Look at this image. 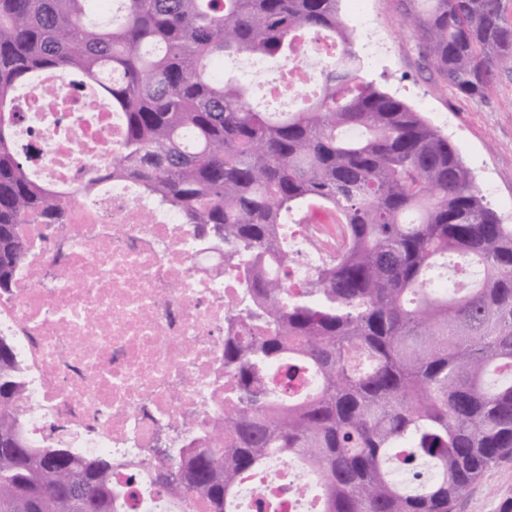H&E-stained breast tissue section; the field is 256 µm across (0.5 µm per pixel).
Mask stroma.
I'll list each match as a JSON object with an SVG mask.
<instances>
[{
  "label": "stroma",
  "mask_w": 512,
  "mask_h": 512,
  "mask_svg": "<svg viewBox=\"0 0 512 512\" xmlns=\"http://www.w3.org/2000/svg\"><path fill=\"white\" fill-rule=\"evenodd\" d=\"M374 21L386 35L387 53L367 72L384 91L422 112L450 141L471 171L475 183L493 182L490 201L504 223L512 213V69L501 71L483 99H470L441 84L419 56L415 40L403 25L397 0H368ZM512 497V459L487 472L461 501L457 512H500Z\"/></svg>",
  "instance_id": "obj_1"
}]
</instances>
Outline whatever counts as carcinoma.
Here are the masks:
<instances>
[{
  "label": "carcinoma",
  "mask_w": 512,
  "mask_h": 512,
  "mask_svg": "<svg viewBox=\"0 0 512 512\" xmlns=\"http://www.w3.org/2000/svg\"><path fill=\"white\" fill-rule=\"evenodd\" d=\"M340 0H0V296L31 247L23 224H67L95 182L29 173L17 130L23 86L44 74L96 88L120 114L103 178L136 181L194 233L224 241L248 296L230 305L254 336L224 337V419L154 473L183 512H231L270 454L322 480L321 512H456L512 458V224L448 137L365 76ZM421 56L470 98L512 68L503 0H398ZM308 34L340 44L297 109L256 97L225 63L286 60ZM326 210L347 244L292 292L277 225ZM314 372L308 399L288 383ZM25 387L0 338V512H125L133 477L112 458L38 446L15 399Z\"/></svg>",
  "instance_id": "cac0c4a2"
}]
</instances>
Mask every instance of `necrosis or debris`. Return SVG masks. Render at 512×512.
<instances>
[{
  "label": "necrosis or debris",
  "instance_id": "obj_1",
  "mask_svg": "<svg viewBox=\"0 0 512 512\" xmlns=\"http://www.w3.org/2000/svg\"><path fill=\"white\" fill-rule=\"evenodd\" d=\"M340 52L307 38L286 66L294 90L310 86L320 64ZM18 106L30 117L22 141L39 179L88 178L119 149L118 114L89 91L49 100L29 89ZM23 231L32 257L11 295L0 297V337L26 367L18 405L30 438L110 455L121 470L166 464L162 449L224 415L222 343L238 277L225 271L223 255L203 249L178 211L128 179L100 181L74 204L70 223ZM289 235L296 282L314 273L321 249L345 244L342 231L320 224L292 226ZM320 493L317 473L272 455L240 482L233 512H257L262 497L282 499V512H320Z\"/></svg>",
  "mask_w": 512,
  "mask_h": 512
}]
</instances>
